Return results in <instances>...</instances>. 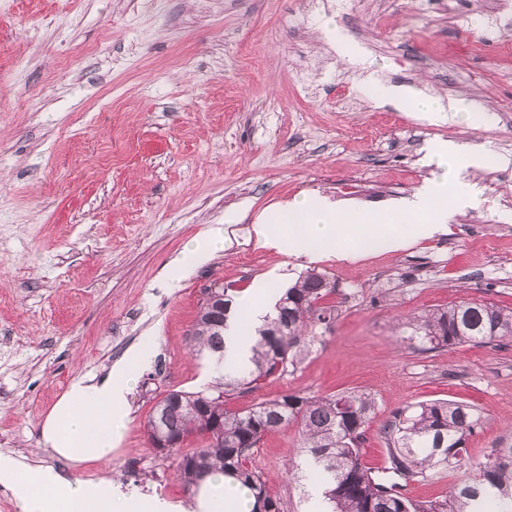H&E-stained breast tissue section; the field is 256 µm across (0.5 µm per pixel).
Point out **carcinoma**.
<instances>
[{
	"label": "carcinoma",
	"instance_id": "1",
	"mask_svg": "<svg viewBox=\"0 0 512 512\" xmlns=\"http://www.w3.org/2000/svg\"><path fill=\"white\" fill-rule=\"evenodd\" d=\"M326 274L307 271L274 304L273 315L256 330L252 366L241 374L198 391L170 390L171 400L154 406L144 428L158 430L175 447L155 452L176 455V472L193 497L210 475L231 476L246 487L251 512H282L280 500L267 490L260 472L246 465L253 448L267 434L294 431L301 476L323 486L324 512H512V446L497 448L483 461H470L466 440L483 424L472 405L430 400L397 410L383 426L387 466L376 475L361 461L366 427L375 409L363 392L334 395L286 393L262 399L245 409L227 403L258 391L299 360L304 348L330 329L336 308L325 303L332 292ZM222 298L212 307L201 303L190 336L192 347L213 355L224 348V328L231 296L209 286ZM410 346L443 350L458 345L483 346L512 338V310L476 299L427 310L402 323ZM200 445L179 448L192 435ZM463 478L443 495L416 500L400 491L394 479L426 481L449 470Z\"/></svg>",
	"mask_w": 512,
	"mask_h": 512
}]
</instances>
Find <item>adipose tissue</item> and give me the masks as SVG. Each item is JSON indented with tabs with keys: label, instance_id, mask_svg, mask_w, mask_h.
I'll return each mask as SVG.
<instances>
[{
	"label": "adipose tissue",
	"instance_id": "adipose-tissue-1",
	"mask_svg": "<svg viewBox=\"0 0 512 512\" xmlns=\"http://www.w3.org/2000/svg\"><path fill=\"white\" fill-rule=\"evenodd\" d=\"M332 39L337 52L366 72L368 64L362 52L348 48L340 34H333ZM362 87L380 102L413 109L433 124L461 110L459 104H442L420 89L385 84L367 72ZM430 161L439 168V176L384 207L344 212L326 201L302 197L287 207L263 212L252 226L256 242L284 255L316 258L333 253L344 258L352 241L365 250L401 247L403 238L391 231L395 223L410 225L411 236H433L446 226L449 206L466 207L474 200L471 188L450 182L447 169L461 165L480 168L491 159L468 153L464 145L448 140L436 145ZM273 302L272 288L261 282L243 291L231 305L222 351L227 374H237L249 365L254 343L251 333L269 315ZM153 357L154 348L147 340L127 350L102 377L71 381L41 425L43 445L71 461L110 459L127 428L133 384ZM0 486L10 489L22 512H172L171 503L162 498L117 491L106 480L68 478L49 467L34 470L9 455L0 456ZM251 508L247 488L216 474L201 486L194 512H251Z\"/></svg>",
	"mask_w": 512,
	"mask_h": 512
}]
</instances>
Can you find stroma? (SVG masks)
Listing matches in <instances>:
<instances>
[{
  "instance_id": "stroma-1",
  "label": "stroma",
  "mask_w": 512,
  "mask_h": 512,
  "mask_svg": "<svg viewBox=\"0 0 512 512\" xmlns=\"http://www.w3.org/2000/svg\"><path fill=\"white\" fill-rule=\"evenodd\" d=\"M332 24L380 80L472 108L431 124L378 102L325 38ZM512 23L490 0H0V454L190 508L144 422L170 390L221 370L189 350L202 290L254 281L284 291L309 269L335 284L338 316L260 395L358 390L375 413L362 462L383 470L382 425L402 406L451 400L484 423L471 457L512 442V340L421 351L400 317L481 299L512 308ZM499 157L459 171L477 206L397 250L312 261L260 247L257 216L304 194L373 208L411 194L437 141ZM224 248L171 263L204 225ZM153 337L125 434L102 464L41 443L69 383L102 376ZM292 432L250 465L283 512H310L287 476Z\"/></svg>"
}]
</instances>
